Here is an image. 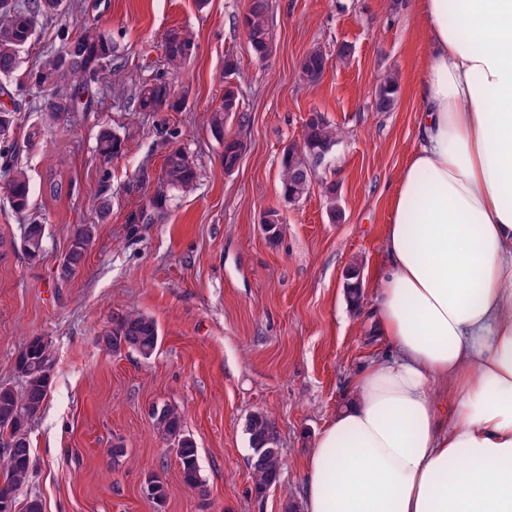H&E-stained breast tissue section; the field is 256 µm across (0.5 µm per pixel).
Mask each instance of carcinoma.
I'll return each instance as SVG.
<instances>
[{
  "instance_id": "cac0c4a2",
  "label": "carcinoma",
  "mask_w": 512,
  "mask_h": 512,
  "mask_svg": "<svg viewBox=\"0 0 512 512\" xmlns=\"http://www.w3.org/2000/svg\"><path fill=\"white\" fill-rule=\"evenodd\" d=\"M66 0H0V80L15 81L21 88L28 84L43 92L62 89L69 98L62 101H45L42 111L58 119L88 108L86 93L89 86L99 79L100 73L112 64L114 47L112 39L97 27H79L74 31L63 25L58 30L62 47L44 55L32 70L23 69L22 53L31 45L40 16H64ZM248 49L261 61L273 52L271 18L268 0H249V6L239 20ZM195 41L184 30L171 29L164 38V53L168 69L177 72L185 67L195 53ZM326 56L313 48L300 62L298 77L305 85H315L323 77ZM397 77L390 73L379 82V112L391 111L397 101ZM240 101L237 85L224 82V98L213 110L212 127L223 146L224 168L237 164L243 145L235 138L224 137V118L228 106ZM184 99L174 94L171 83L157 78L141 86L135 100V111L155 112L162 107L178 110ZM338 131L327 122L319 111L312 112L305 124L302 140L288 146L281 159V185L283 197L290 204L301 201L310 188V173L314 158H326L336 146ZM96 151L110 160L121 155L123 140L110 128L100 130ZM10 206L17 212L29 207L31 183L27 171L20 164L4 171ZM196 171L189 163L182 147L170 150L163 159V181L167 188L186 190L194 186ZM94 226L79 225L73 231L58 279L66 281L82 266L89 244L93 239ZM47 237L46 225L35 220L21 228L20 250L31 260L41 256ZM107 349L114 352L122 348L138 352L149 359L160 344V332L156 321L142 313L132 311L118 320L101 337ZM55 362L51 341L34 336L21 347L15 360V371L22 384L18 387L0 385V444L8 443L10 453L0 456V480L4 481L12 496L9 499L12 512H42V504L29 498L19 504L17 494L30 481L32 467L29 431L41 412L53 377ZM158 433L176 443L184 482L198 489L199 478L197 446L184 431L181 413L171 405H163L152 412ZM254 452L251 469L255 489L262 492L280 476L282 460L280 451L270 437L271 424L263 412L252 414L246 425Z\"/></svg>"
}]
</instances>
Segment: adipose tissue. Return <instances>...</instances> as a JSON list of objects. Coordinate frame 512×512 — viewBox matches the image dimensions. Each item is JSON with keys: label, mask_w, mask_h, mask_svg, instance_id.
Masks as SVG:
<instances>
[{"label": "adipose tissue", "mask_w": 512, "mask_h": 512, "mask_svg": "<svg viewBox=\"0 0 512 512\" xmlns=\"http://www.w3.org/2000/svg\"><path fill=\"white\" fill-rule=\"evenodd\" d=\"M423 15L372 314L388 356L317 435L304 512H512V0Z\"/></svg>", "instance_id": "ef3b65f1"}]
</instances>
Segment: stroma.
<instances>
[{"label": "stroma", "instance_id": "35a3bbf8", "mask_svg": "<svg viewBox=\"0 0 512 512\" xmlns=\"http://www.w3.org/2000/svg\"><path fill=\"white\" fill-rule=\"evenodd\" d=\"M248 0H69V22L111 37V67L93 84L96 106L40 126L42 94L13 92L15 158L31 180L30 209L15 212L0 188V384L18 385L20 347L51 340L54 377L31 432L33 477L19 499L43 512H286L300 502L304 462L319 431L343 407L353 374L380 355L370 312L385 261L392 192L417 144L413 93L425 63L421 0H269L274 51L250 54L238 20ZM197 46L180 72L167 67L169 29ZM347 44V62L336 49ZM327 57L321 81L298 80L313 48ZM234 56L241 108L224 133L244 152L224 170L209 118L224 97V59ZM399 78L393 110L376 111L380 78ZM171 79L187 95L180 111L126 106L142 83ZM340 132L299 203L285 202L280 158L299 141L312 111ZM111 127L121 156L101 159L96 136ZM184 147L198 179L166 191L161 167ZM70 182L54 202L49 171ZM336 189L343 217L327 214L324 186ZM163 207H154L158 194ZM282 217L278 241L261 219ZM38 220L45 249L31 260L17 248L20 227ZM96 232L68 282L57 279L74 229ZM358 267L362 302L351 307L346 273ZM152 317L161 342L148 359L112 352L98 338L122 316ZM175 406L196 443L202 489L188 487L173 441L157 432L153 406ZM266 412L280 450L278 483L256 493L246 432ZM168 488L162 507L144 498L147 476Z\"/></svg>", "mask_w": 512, "mask_h": 512}]
</instances>
